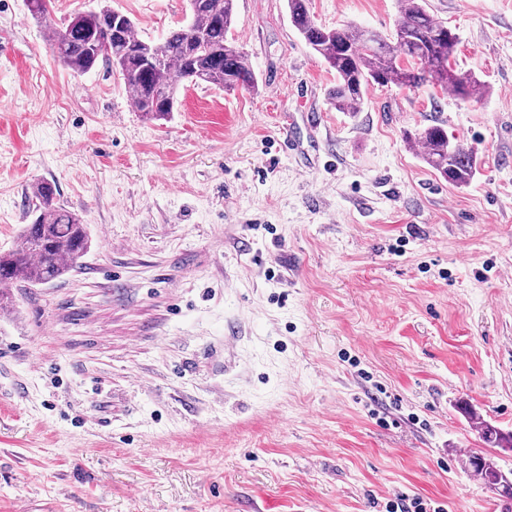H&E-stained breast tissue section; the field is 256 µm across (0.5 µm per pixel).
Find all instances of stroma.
Listing matches in <instances>:
<instances>
[{
	"mask_svg": "<svg viewBox=\"0 0 512 512\" xmlns=\"http://www.w3.org/2000/svg\"><path fill=\"white\" fill-rule=\"evenodd\" d=\"M146 40L189 0H109ZM400 0H310L391 33ZM481 103L336 76L287 0H236L253 89L185 84L152 120L0 0V251L53 183L92 244L0 310V512H512L462 464L512 430V0H424ZM470 148L456 187L406 136ZM467 413L476 427L480 429L481 438L485 444L504 452H512V431L505 432L472 411Z\"/></svg>",
	"mask_w": 512,
	"mask_h": 512,
	"instance_id": "obj_1",
	"label": "stroma"
}]
</instances>
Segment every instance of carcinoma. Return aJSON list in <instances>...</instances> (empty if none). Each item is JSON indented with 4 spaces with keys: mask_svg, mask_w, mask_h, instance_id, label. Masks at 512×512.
Wrapping results in <instances>:
<instances>
[{
    "mask_svg": "<svg viewBox=\"0 0 512 512\" xmlns=\"http://www.w3.org/2000/svg\"><path fill=\"white\" fill-rule=\"evenodd\" d=\"M189 4V23L171 30L160 43L138 37L126 14L118 33L106 30L104 19L112 7L104 5L77 14L61 29L46 27L48 46L74 74H83L100 61L115 67L132 91L137 111L156 120L174 112L183 78L229 91L253 86L255 74L245 54L226 39L236 19L235 0H189ZM51 8L52 0H27L28 11L41 22ZM288 11L306 44L336 73L328 102L338 112L358 111L374 84L419 88L429 82L476 103L487 94L476 77L453 69L459 37L432 19L423 0H402L399 22L388 35L352 25L325 28L312 19L307 0H288ZM403 56L406 65L401 63ZM409 140L421 143L424 163L448 183L463 187L473 180L475 155L451 140L443 127H425L409 135ZM28 211L33 220L21 231L18 245L8 254L0 253V282L49 283L63 276L88 249L87 225L59 203L54 184L33 185ZM468 415L485 444L512 452V431L505 432L472 411ZM469 466L512 500V480L492 460L473 455Z\"/></svg>",
    "mask_w": 512,
    "mask_h": 512,
    "instance_id": "cac0c4a2",
    "label": "carcinoma"
}]
</instances>
